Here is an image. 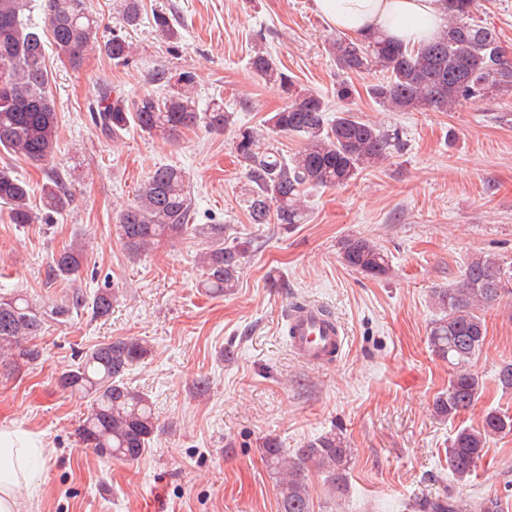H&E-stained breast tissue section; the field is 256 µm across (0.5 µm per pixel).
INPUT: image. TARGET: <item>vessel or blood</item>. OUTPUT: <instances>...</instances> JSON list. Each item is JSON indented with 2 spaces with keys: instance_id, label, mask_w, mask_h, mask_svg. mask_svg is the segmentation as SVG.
I'll list each match as a JSON object with an SVG mask.
<instances>
[{
  "instance_id": "1",
  "label": "vessel or blood",
  "mask_w": 512,
  "mask_h": 512,
  "mask_svg": "<svg viewBox=\"0 0 512 512\" xmlns=\"http://www.w3.org/2000/svg\"><path fill=\"white\" fill-rule=\"evenodd\" d=\"M288 338L299 359L317 366L337 361L345 343L341 326L320 309L307 305L291 308Z\"/></svg>"
}]
</instances>
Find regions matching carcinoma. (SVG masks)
Instances as JSON below:
<instances>
[{"label": "carcinoma", "instance_id": "cac0c4a2", "mask_svg": "<svg viewBox=\"0 0 512 512\" xmlns=\"http://www.w3.org/2000/svg\"><path fill=\"white\" fill-rule=\"evenodd\" d=\"M443 2L448 26L433 42L403 45L380 33L363 40L339 37L330 43L336 66L346 74H382L366 86V93L394 112H450L464 103L512 95V54L495 29L474 18L475 0ZM27 10L28 0H0V151L47 165L57 146V114L48 90L45 46L28 23ZM43 11L57 57L71 66H81L86 52L94 49L116 65L126 64L131 57L132 44L121 32L114 30L112 38L99 41V21L87 0H45ZM120 13L124 25H138L142 0H121ZM153 23L158 36L169 41L177 38L165 14H154ZM249 65L257 76L277 84L286 98V104L266 120L267 129L300 139L299 149L286 158L262 147L258 132L249 128L238 131L235 150L241 171L251 184L252 223H303L302 197L307 189L348 185L403 145L398 132L381 131L349 107L328 119L325 99L298 89L264 49L253 50ZM158 81L169 87L161 99L143 94L130 100L107 84L99 85L88 105L92 124L112 138L131 126L169 138L191 127L223 131L235 125V113L225 111L222 101H213L204 111L199 109L194 72H162ZM41 203L40 210H34L30 185L9 169H0V204L7 207L13 224H48L53 215L66 210L70 195L59 169H49ZM193 215L194 196L185 173L163 165L149 173L134 200L118 212L114 230L135 253L165 239H206L208 246L198 257L203 271L200 287L212 295L229 294L237 287L248 247L225 240L222 224L192 223ZM340 258L347 267L371 277H383L390 271L387 253L365 237L342 240ZM83 259L82 246L71 244L53 256L48 276L75 277ZM511 295L512 274L486 253L471 257L456 286L433 291L440 315L431 322L428 345L436 357L455 368L448 391L434 402L436 416L454 420L473 407L482 388L478 374L471 369L486 338L482 312ZM113 297L108 289L91 298L76 290L64 302L41 311L19 292L1 294L0 358L18 365L36 362L41 352L35 340L46 322L68 320L85 308L105 317L112 310ZM150 352L140 338H115L81 353L78 362L57 379L62 389L90 399V410L77 434L85 447L102 458L135 461L159 432L149 395L125 381L131 367ZM511 432L512 416L497 410L487 412L477 427L457 429L446 449L448 469L457 481H469L487 441ZM262 453L275 479L278 512H313L308 483L311 472L324 475L337 495L346 491L352 453L340 433L322 434L291 455L279 442L267 439ZM414 509L499 512V502L494 497L468 502L442 496L418 501Z\"/></svg>", "mask_w": 512, "mask_h": 512}]
</instances>
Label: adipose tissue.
<instances>
[{
  "label": "adipose tissue",
  "mask_w": 512,
  "mask_h": 512,
  "mask_svg": "<svg viewBox=\"0 0 512 512\" xmlns=\"http://www.w3.org/2000/svg\"><path fill=\"white\" fill-rule=\"evenodd\" d=\"M313 5L326 25L354 38L381 30L404 44L419 45L447 26L440 0H313ZM44 454L39 434L0 427V512H17L22 499L38 497L32 465Z\"/></svg>",
  "instance_id": "adipose-tissue-1"
}]
</instances>
